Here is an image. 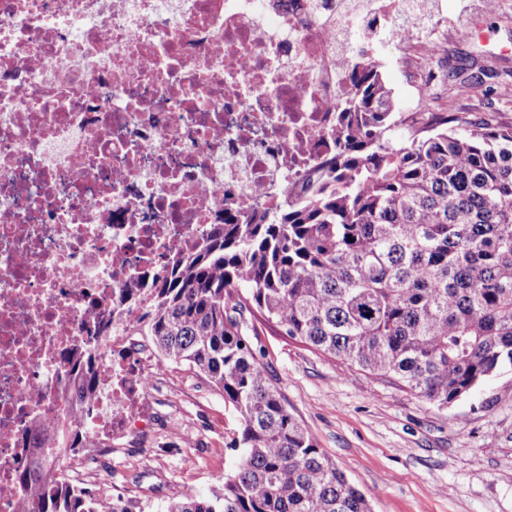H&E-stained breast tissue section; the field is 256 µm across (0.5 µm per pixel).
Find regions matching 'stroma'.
Masks as SVG:
<instances>
[{
    "instance_id": "stroma-1",
    "label": "stroma",
    "mask_w": 512,
    "mask_h": 512,
    "mask_svg": "<svg viewBox=\"0 0 512 512\" xmlns=\"http://www.w3.org/2000/svg\"><path fill=\"white\" fill-rule=\"evenodd\" d=\"M449 16L446 73L431 91L438 112L490 113L512 123V0H434ZM473 30L471 38L459 28ZM473 88L461 93L451 70ZM281 393L319 448L373 512H512V370L441 408L258 325ZM141 410L146 428L113 437L84 483L94 496L158 512L184 490L219 488L239 453L237 412L185 364L167 367Z\"/></svg>"
}]
</instances>
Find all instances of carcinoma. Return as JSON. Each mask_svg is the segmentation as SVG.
I'll list each match as a JSON object with an SVG mask.
<instances>
[{
  "label": "carcinoma",
  "mask_w": 512,
  "mask_h": 512,
  "mask_svg": "<svg viewBox=\"0 0 512 512\" xmlns=\"http://www.w3.org/2000/svg\"><path fill=\"white\" fill-rule=\"evenodd\" d=\"M350 86L336 152L302 200L226 216L166 274L110 309L89 304L90 337L60 352L73 397L21 437V512H131L60 473L62 457L107 447L86 420L116 325L149 337L159 367L204 374L241 422L224 485L189 488L160 512H372L288 409L251 339L258 317L438 406L512 368V124L421 112L395 140L381 71L363 64Z\"/></svg>",
  "instance_id": "cac0c4a2"
}]
</instances>
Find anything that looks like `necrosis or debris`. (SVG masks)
Returning a JSON list of instances; mask_svg holds the SVG:
<instances>
[{"label":"necrosis or debris","instance_id":"necrosis-or-debris-1","mask_svg":"<svg viewBox=\"0 0 512 512\" xmlns=\"http://www.w3.org/2000/svg\"><path fill=\"white\" fill-rule=\"evenodd\" d=\"M410 59L414 0H0V512H18L17 440L66 401L57 353L223 211L303 191L347 72ZM157 367L102 359L92 421L129 426Z\"/></svg>","mask_w":512,"mask_h":512}]
</instances>
